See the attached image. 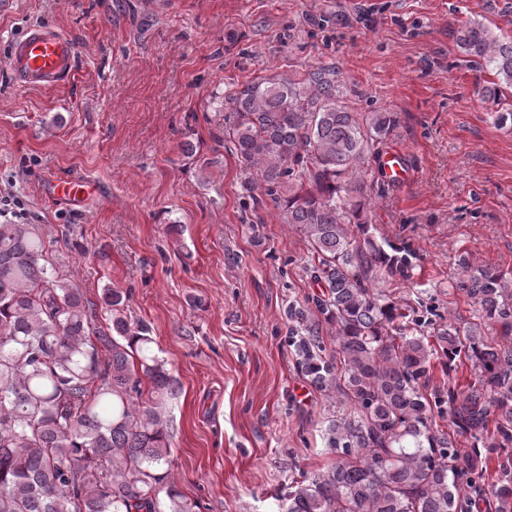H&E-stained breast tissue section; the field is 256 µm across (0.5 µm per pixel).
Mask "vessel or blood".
Wrapping results in <instances>:
<instances>
[{
  "mask_svg": "<svg viewBox=\"0 0 512 512\" xmlns=\"http://www.w3.org/2000/svg\"><path fill=\"white\" fill-rule=\"evenodd\" d=\"M74 58L71 40L51 27L29 28L9 48V64L14 75L29 86L60 85L71 74ZM83 187L82 181L59 178L51 181L50 194L76 206L83 200Z\"/></svg>",
  "mask_w": 512,
  "mask_h": 512,
  "instance_id": "obj_1",
  "label": "vessel or blood"
}]
</instances>
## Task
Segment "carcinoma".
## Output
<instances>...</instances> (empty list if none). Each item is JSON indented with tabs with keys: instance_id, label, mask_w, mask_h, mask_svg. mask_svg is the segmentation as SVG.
Wrapping results in <instances>:
<instances>
[{
	"instance_id": "1",
	"label": "carcinoma",
	"mask_w": 512,
	"mask_h": 512,
	"mask_svg": "<svg viewBox=\"0 0 512 512\" xmlns=\"http://www.w3.org/2000/svg\"><path fill=\"white\" fill-rule=\"evenodd\" d=\"M448 32L495 77L483 94L498 102L512 87V40L481 21ZM229 100L238 160L315 257L322 291L288 306V347L315 388L354 405L324 430L334 465L292 481L280 512H473L489 462L512 447V295L503 274L459 257L456 287L478 323L402 312L377 283L409 279L415 251L379 244L362 202L361 166L395 114L349 111L325 67L248 81ZM123 303L112 288L98 304L85 299L46 258L41 237L0 224V512H199L171 478L163 403L175 380L151 328L128 320ZM100 313L104 327L95 325ZM486 325L501 334L488 336ZM326 329L341 365L326 353ZM436 360L450 371L466 360L478 375L465 388L436 385ZM453 433L470 448H457ZM488 490L494 512H512L511 458Z\"/></svg>"
}]
</instances>
